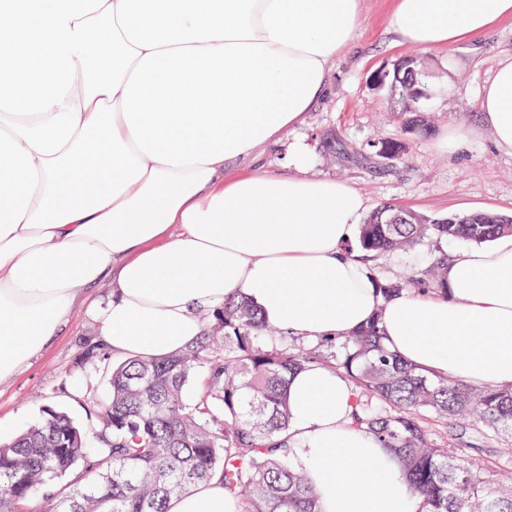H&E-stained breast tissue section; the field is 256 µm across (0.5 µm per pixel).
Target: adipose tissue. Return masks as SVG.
Instances as JSON below:
<instances>
[{
  "label": "adipose tissue",
  "mask_w": 512,
  "mask_h": 512,
  "mask_svg": "<svg viewBox=\"0 0 512 512\" xmlns=\"http://www.w3.org/2000/svg\"><path fill=\"white\" fill-rule=\"evenodd\" d=\"M512 0H392L400 41L444 50L504 18ZM361 0H0V383L57 336L85 292L99 341L161 358L206 317L250 298L304 340L350 335L375 312L404 361L470 386L512 385V234L449 260L447 294L383 301L348 251L364 196L293 169L226 170L304 122L351 41ZM512 152V59L482 93ZM295 459L319 512H419L402 470L350 424L352 386L318 365L289 391ZM167 512H239L220 477Z\"/></svg>",
  "instance_id": "adipose-tissue-1"
}]
</instances>
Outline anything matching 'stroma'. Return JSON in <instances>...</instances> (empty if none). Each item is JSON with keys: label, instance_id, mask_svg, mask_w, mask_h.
I'll return each instance as SVG.
<instances>
[{"label": "stroma", "instance_id": "35a3bbf8", "mask_svg": "<svg viewBox=\"0 0 512 512\" xmlns=\"http://www.w3.org/2000/svg\"><path fill=\"white\" fill-rule=\"evenodd\" d=\"M389 8V0H363L352 45L332 65L328 95L304 125L285 131L279 143L234 166V173L281 172L287 147L299 145L312 174L347 182L372 211L394 205L429 217L511 214L512 154L493 144L480 96L500 62L512 58V18L468 42L428 51L399 42L387 23ZM408 54L415 58L420 81L432 91L420 132L409 127L401 88L375 90L369 84L374 71ZM454 129L471 132L472 142L452 153L445 139ZM380 137L406 139L407 157L385 162L371 157L369 145ZM435 247L425 242L385 254L372 270L381 278H398L399 267L426 266ZM97 328L86 306L79 307L28 369L0 385V442L10 441L49 407L86 423L87 402L107 396L103 377L84 356Z\"/></svg>", "mask_w": 512, "mask_h": 512}]
</instances>
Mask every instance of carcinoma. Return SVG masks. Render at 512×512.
I'll return each instance as SVG.
<instances>
[{
	"label": "carcinoma",
	"instance_id": "1",
	"mask_svg": "<svg viewBox=\"0 0 512 512\" xmlns=\"http://www.w3.org/2000/svg\"><path fill=\"white\" fill-rule=\"evenodd\" d=\"M372 151L399 157L401 139ZM512 233V216L433 218L384 205L361 225L367 263L424 240L485 243ZM440 250L413 282L378 281L386 299L410 285L444 291ZM224 335L204 334L160 359L103 368L109 399L86 410L95 446L67 412L47 408L0 445V512H166L173 496L218 474L242 512H318L288 445V376L310 365L344 373L353 386L351 425L371 433L400 462L425 512H512V484L489 479L480 456L511 463L488 434L512 433V386L471 387L401 360L383 343L381 316L344 338L307 342L276 336L244 298L215 318ZM197 390L190 400L184 390ZM451 427L457 447L431 438Z\"/></svg>",
	"mask_w": 512,
	"mask_h": 512
}]
</instances>
